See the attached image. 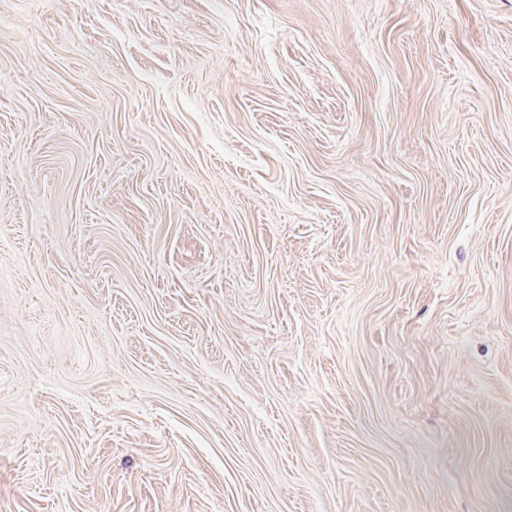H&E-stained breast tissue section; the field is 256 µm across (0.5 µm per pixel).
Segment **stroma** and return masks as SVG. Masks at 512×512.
<instances>
[{
    "label": "stroma",
    "instance_id": "1",
    "mask_svg": "<svg viewBox=\"0 0 512 512\" xmlns=\"http://www.w3.org/2000/svg\"><path fill=\"white\" fill-rule=\"evenodd\" d=\"M0 512H512V0H0Z\"/></svg>",
    "mask_w": 512,
    "mask_h": 512
}]
</instances>
